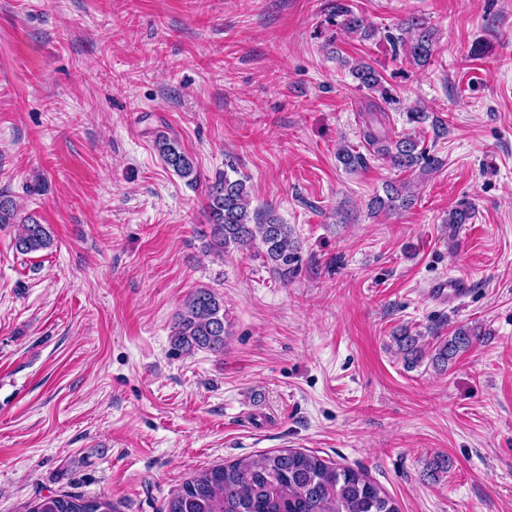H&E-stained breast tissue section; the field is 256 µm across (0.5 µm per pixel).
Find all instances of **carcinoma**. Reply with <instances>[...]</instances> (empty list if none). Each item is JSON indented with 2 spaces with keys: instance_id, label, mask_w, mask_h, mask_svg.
I'll use <instances>...</instances> for the list:
<instances>
[{
  "instance_id": "carcinoma-1",
  "label": "carcinoma",
  "mask_w": 512,
  "mask_h": 512,
  "mask_svg": "<svg viewBox=\"0 0 512 512\" xmlns=\"http://www.w3.org/2000/svg\"><path fill=\"white\" fill-rule=\"evenodd\" d=\"M336 16L349 33L367 40L375 29L349 7L336 5ZM400 34L386 39L394 50L416 66L427 65L437 48L435 30L426 19L411 16L400 27ZM358 81V86L378 96L368 104V115L385 114L383 105L397 103L393 88L381 72L365 60L344 62ZM407 121L417 127L431 122L437 138L448 135V126L419 105L406 111ZM363 140L373 152L399 170L420 169L429 172L440 161L423 148L413 134L393 139L371 125L363 129ZM164 162L178 176L198 179L193 159L176 143L162 135L156 142ZM337 158L345 168L363 166V156L350 146H342ZM249 193L244 181L229 174L218 178L208 190L207 210L211 247L218 254L234 249H256L279 278L286 282L299 271L300 254L290 226L281 223L272 209L249 210ZM412 205L404 183H391L385 195L374 196L369 208L375 212L395 211ZM19 225L15 247L22 253L36 252L52 246L46 225L32 215L20 216L18 206L7 194L0 193V226ZM224 317V298L210 288L190 293L177 313L172 344L177 350L222 351L228 331ZM483 340L479 327L461 326L448 338L436 337L432 345V365L444 370L459 353ZM396 350L409 365L419 363L425 355L419 337L402 330L393 337ZM26 512H117L112 501L81 494H49L30 503ZM163 512H400L397 501L361 468L342 465L319 452L300 448H278L258 459L244 457L230 463L201 469L187 478L166 500Z\"/></svg>"
}]
</instances>
